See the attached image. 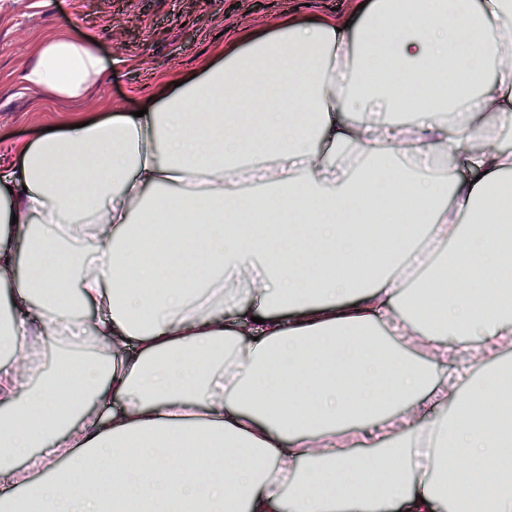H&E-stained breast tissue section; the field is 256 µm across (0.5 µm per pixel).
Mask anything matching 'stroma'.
<instances>
[{"mask_svg":"<svg viewBox=\"0 0 512 512\" xmlns=\"http://www.w3.org/2000/svg\"><path fill=\"white\" fill-rule=\"evenodd\" d=\"M356 0H0V154L76 116L134 110L154 75L186 71L216 46L263 29L281 13L299 21L348 12ZM62 32L90 41L107 62L92 92L79 100L47 99L20 80L35 47Z\"/></svg>","mask_w":512,"mask_h":512,"instance_id":"stroma-1","label":"stroma"}]
</instances>
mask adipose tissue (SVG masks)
<instances>
[{"label": "adipose tissue", "instance_id": "adipose-tissue-1", "mask_svg": "<svg viewBox=\"0 0 512 512\" xmlns=\"http://www.w3.org/2000/svg\"><path fill=\"white\" fill-rule=\"evenodd\" d=\"M104 70L59 34L22 81L79 99ZM146 108L0 169V512H471L459 469L512 512V367L474 371L512 344V0L288 18Z\"/></svg>", "mask_w": 512, "mask_h": 512}]
</instances>
